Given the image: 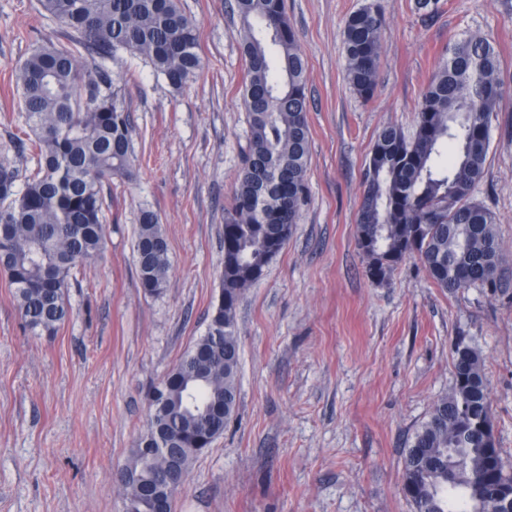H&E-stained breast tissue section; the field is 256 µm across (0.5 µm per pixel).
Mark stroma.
<instances>
[{
    "instance_id": "1",
    "label": "stroma",
    "mask_w": 512,
    "mask_h": 512,
    "mask_svg": "<svg viewBox=\"0 0 512 512\" xmlns=\"http://www.w3.org/2000/svg\"><path fill=\"white\" fill-rule=\"evenodd\" d=\"M367 0H285L306 61L309 195L283 251L237 309L238 409L196 458L174 512H412L404 450L453 382V347L484 358L496 442L512 471V0H383L371 102L350 85L344 29ZM198 23L202 67L182 90L141 58L108 61L131 116L134 181L104 187L106 246L73 271V314L29 333L0 274V512H122L112 476L144 430L149 388L201 336L221 290L224 209L249 133L239 19L226 0H180ZM469 34L500 56L504 91L474 197L495 213L501 290L451 294L408 259L368 278L355 237L361 172L377 132L413 134L446 50ZM69 33L38 0H0V157L35 159L12 76L37 38ZM169 243V282L139 287L141 208Z\"/></svg>"
}]
</instances>
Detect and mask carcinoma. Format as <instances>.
I'll use <instances>...</instances> for the list:
<instances>
[{
    "label": "carcinoma",
    "instance_id": "carcinoma-1",
    "mask_svg": "<svg viewBox=\"0 0 512 512\" xmlns=\"http://www.w3.org/2000/svg\"><path fill=\"white\" fill-rule=\"evenodd\" d=\"M69 33L44 41L16 71L18 104L37 168L23 182L0 159V272L24 325L54 336L70 318L68 277L105 242L104 183L133 177L129 114L112 71L87 57L122 52L146 60L179 90L201 68L197 24L179 0H39ZM247 60L243 99L249 140L224 211V271L205 334L147 394L148 420L115 478L124 512H173L163 492L171 468L189 475L194 460L224 433L238 398L236 312L247 288L283 249L308 193L311 133L306 62L284 0H234ZM385 15L381 4L354 12L345 26L346 72L372 100ZM500 59L487 39L456 41L432 75L412 137L393 125L377 134L362 174L357 244L368 278L383 284L406 259L450 292L502 288L504 257L496 218L472 199L483 177L490 131L502 97ZM454 152L445 163L441 148ZM135 252L140 288L168 284L169 244L155 211L140 210ZM451 391L438 397L405 448L402 484L414 512H500L499 487L512 482L494 437L482 354L458 340Z\"/></svg>",
    "mask_w": 512,
    "mask_h": 512
}]
</instances>
